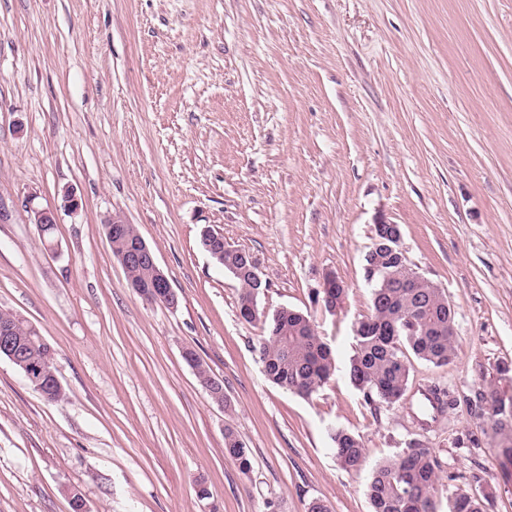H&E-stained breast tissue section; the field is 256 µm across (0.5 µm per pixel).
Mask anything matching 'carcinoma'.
I'll use <instances>...</instances> for the list:
<instances>
[{
  "instance_id": "carcinoma-1",
  "label": "carcinoma",
  "mask_w": 512,
  "mask_h": 512,
  "mask_svg": "<svg viewBox=\"0 0 512 512\" xmlns=\"http://www.w3.org/2000/svg\"><path fill=\"white\" fill-rule=\"evenodd\" d=\"M381 264L391 272L387 281L376 280L370 313L353 329L355 352L349 360L347 376L363 400L390 407L404 395L410 376L407 353L437 367L457 355L456 336L448 332L454 311L448 297L432 288L426 279L401 280L410 271L402 254L382 256ZM236 280L242 287L239 311L253 306L244 316L248 323L260 322L263 336L258 342V357L263 372L272 383L309 397L335 375L333 352L318 336L310 316L283 307L265 315L253 298L248 275ZM28 357L39 364H54L55 354L42 336L33 335L26 347ZM185 361L196 371L202 386L210 389L213 378L192 350ZM489 403L488 420L501 455L512 461V405L496 393L482 394ZM332 451L341 467L359 472L366 465L360 436L344 429L330 433ZM224 454L233 458L242 472L250 470L249 448L231 429L224 432ZM440 462L421 441L414 440L394 458L376 464L366 491L372 512H437L435 497L439 486ZM492 493L481 490L448 499V512H489Z\"/></svg>"
}]
</instances>
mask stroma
<instances>
[{"instance_id": "stroma-1", "label": "stroma", "mask_w": 512, "mask_h": 512, "mask_svg": "<svg viewBox=\"0 0 512 512\" xmlns=\"http://www.w3.org/2000/svg\"><path fill=\"white\" fill-rule=\"evenodd\" d=\"M31 192L60 210L56 249L19 208ZM0 201V310L38 329L66 391L48 403L0 359V512H72L74 489L86 512H371L333 427L372 464L421 440L441 512L478 486L512 512L480 398L512 399V0H0ZM115 214L176 310L128 286L102 231ZM380 215L446 293L458 348L444 367L412 359L389 408L345 376ZM207 226L252 254L259 307L308 313L333 349L316 394L263 374L262 326L201 247ZM328 270L348 288L333 313L312 299ZM434 387L456 401L439 417ZM228 428L249 473L224 453ZM188 357H184L185 361L196 371L198 378L200 379V382L202 386L209 392L210 388L213 387V384L215 382H219L221 385L223 384L220 380L213 378L208 370L203 366L202 362L200 361L199 357H197L196 353L189 349L187 352ZM210 397L213 401L216 403H223L224 401V390L222 391H216L214 393L209 392ZM330 439L333 445L331 449L344 470L359 472L365 467V448L359 435L344 429H334Z\"/></svg>"}]
</instances>
